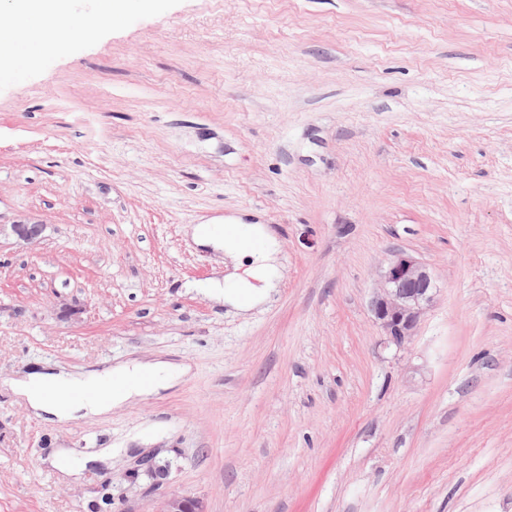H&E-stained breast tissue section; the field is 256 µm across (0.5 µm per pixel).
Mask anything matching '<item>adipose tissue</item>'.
Instances as JSON below:
<instances>
[{"instance_id":"1","label":"adipose tissue","mask_w":512,"mask_h":512,"mask_svg":"<svg viewBox=\"0 0 512 512\" xmlns=\"http://www.w3.org/2000/svg\"><path fill=\"white\" fill-rule=\"evenodd\" d=\"M73 6L74 0H15L13 27L0 28V72L11 73L22 62L20 43L31 45L37 55L53 50L60 41L54 23ZM193 237L197 244L223 252L234 266L247 268L243 277L212 279L205 288L208 296L242 316L270 301L281 273L276 264L278 241L265 225L228 218L221 224L195 225ZM189 371V366L166 360L135 359L86 374L48 365L0 384L22 397L37 417L53 423L78 414H110L172 387ZM145 374L150 377L146 383L141 380Z\"/></svg>"}]
</instances>
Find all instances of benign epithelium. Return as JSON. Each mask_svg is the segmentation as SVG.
<instances>
[{
	"mask_svg": "<svg viewBox=\"0 0 512 512\" xmlns=\"http://www.w3.org/2000/svg\"><path fill=\"white\" fill-rule=\"evenodd\" d=\"M11 232L23 242L37 239L43 225L17 223ZM437 286L429 268L414 256L394 252L378 272L370 301L373 322L384 344L404 349L412 343L421 320L434 302ZM152 512H204L199 500L179 493L161 499Z\"/></svg>",
	"mask_w": 512,
	"mask_h": 512,
	"instance_id": "7a95c632",
	"label": "benign epithelium"
}]
</instances>
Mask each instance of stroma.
Here are the masks:
<instances>
[{
    "mask_svg": "<svg viewBox=\"0 0 512 512\" xmlns=\"http://www.w3.org/2000/svg\"><path fill=\"white\" fill-rule=\"evenodd\" d=\"M88 10L0 78V224L45 227L0 238V377L190 372L56 424L1 390L0 512H512V0ZM227 216L280 245L245 317L186 289L224 270L192 226ZM396 250L439 287L405 350L370 312ZM152 512H204L199 500L179 493L161 499Z\"/></svg>",
    "mask_w": 512,
    "mask_h": 512,
    "instance_id": "stroma-1",
    "label": "stroma"
}]
</instances>
